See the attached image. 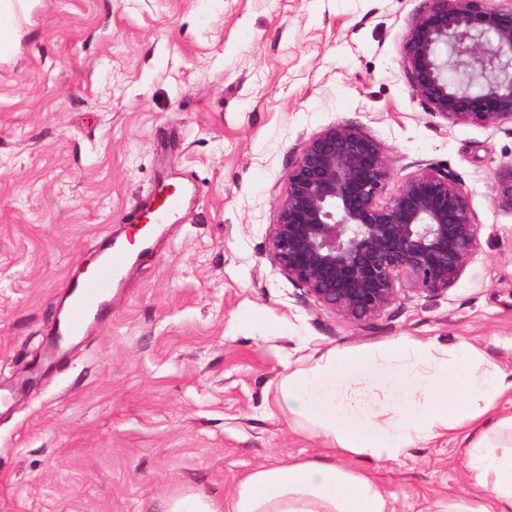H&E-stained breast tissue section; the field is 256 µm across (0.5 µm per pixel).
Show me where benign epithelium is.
Here are the masks:
<instances>
[{"instance_id":"obj_1","label":"benign epithelium","mask_w":512,"mask_h":512,"mask_svg":"<svg viewBox=\"0 0 512 512\" xmlns=\"http://www.w3.org/2000/svg\"><path fill=\"white\" fill-rule=\"evenodd\" d=\"M402 64L412 93L450 125L512 121V8L492 0H430L407 24ZM385 146L351 122L312 135L288 171L269 225L273 259L326 310L353 323L398 299L405 277L437 297L478 248L469 193L430 167L391 178Z\"/></svg>"}]
</instances>
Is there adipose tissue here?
<instances>
[{"mask_svg": "<svg viewBox=\"0 0 512 512\" xmlns=\"http://www.w3.org/2000/svg\"><path fill=\"white\" fill-rule=\"evenodd\" d=\"M512 369L466 339L442 348L402 339L379 352L339 345L290 362L279 407L330 441L327 459L261 466L221 502L186 494L168 512H395L390 495L348 460H397L459 438L472 489L435 512H512Z\"/></svg>", "mask_w": 512, "mask_h": 512, "instance_id": "adipose-tissue-1", "label": "adipose tissue"}]
</instances>
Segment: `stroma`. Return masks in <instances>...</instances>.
I'll return each mask as SVG.
<instances>
[{"label": "stroma", "instance_id": "stroma-1", "mask_svg": "<svg viewBox=\"0 0 512 512\" xmlns=\"http://www.w3.org/2000/svg\"><path fill=\"white\" fill-rule=\"evenodd\" d=\"M0 55V512H166L230 497L263 465L325 456L277 406L289 361L401 337L469 340L512 368V122L450 125L413 97L403 35L428 0H12ZM352 122L392 161L468 191L475 257L429 298L397 284L352 323L275 264L268 228L313 134ZM189 216L161 225L112 288L110 315L26 384L62 282L96 239L166 188ZM397 512L470 489L457 441L364 460Z\"/></svg>", "mask_w": 512, "mask_h": 512}]
</instances>
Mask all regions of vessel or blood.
<instances>
[{
	"instance_id": "1",
	"label": "vessel or blood",
	"mask_w": 512,
	"mask_h": 512,
	"mask_svg": "<svg viewBox=\"0 0 512 512\" xmlns=\"http://www.w3.org/2000/svg\"><path fill=\"white\" fill-rule=\"evenodd\" d=\"M182 211L183 201L174 194L166 195L153 209L159 224L167 223ZM95 248L98 262L94 269L70 278L63 285L64 310L55 322L56 334L62 339L85 336L101 323L112 287L130 262L125 245L112 234L99 237Z\"/></svg>"
}]
</instances>
